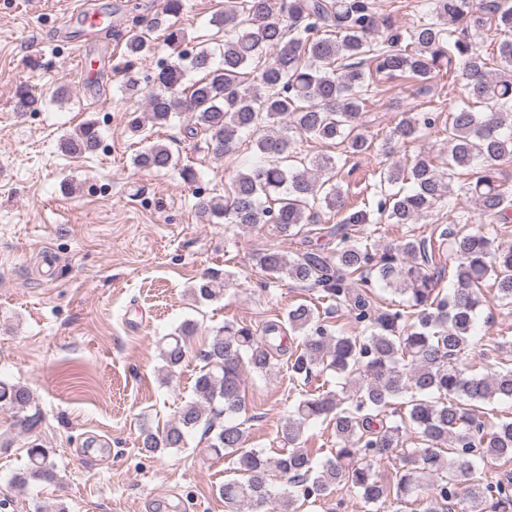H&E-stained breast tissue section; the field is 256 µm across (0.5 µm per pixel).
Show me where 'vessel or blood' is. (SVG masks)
Returning <instances> with one entry per match:
<instances>
[{
	"label": "vessel or blood",
	"instance_id": "vessel-or-blood-1",
	"mask_svg": "<svg viewBox=\"0 0 512 512\" xmlns=\"http://www.w3.org/2000/svg\"><path fill=\"white\" fill-rule=\"evenodd\" d=\"M75 27L82 32L77 69L84 84L91 86L100 74L111 70L112 41L125 38L129 28L124 13H104L98 0H78L59 22L57 33L63 37Z\"/></svg>",
	"mask_w": 512,
	"mask_h": 512
}]
</instances>
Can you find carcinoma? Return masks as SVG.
<instances>
[{
    "mask_svg": "<svg viewBox=\"0 0 512 512\" xmlns=\"http://www.w3.org/2000/svg\"><path fill=\"white\" fill-rule=\"evenodd\" d=\"M184 8V0H162L126 42L122 91L130 98L144 93L147 101L146 114L131 118L132 131L148 140L147 127L185 115L187 133L205 134L216 158L232 151L240 134L253 139L261 164L238 172L224 194L198 197V214L242 227L272 224L283 237H302L306 250L292 256L270 248L258 255L259 267L271 279L318 289L336 310L352 316L358 335L315 321L304 303L288 310L287 327L303 334L302 346L289 356L291 376L307 381L317 370H333L344 383L339 392L308 393L294 404L286 421L291 448L271 457L245 448L242 374L245 368L261 375L271 370L284 326L269 323L259 335L248 324L224 323L196 352L203 363L196 399L163 431L142 430L141 449L154 455L183 448L204 414L224 418L208 451L229 458L239 472L219 489L226 512H296L298 501L316 502L345 487L375 512L411 499L420 501L423 512H512V477L488 481L478 467L512 460V420L488 429L484 411L495 400L512 401V360L488 363L480 373L465 358L484 283L494 279L498 299L512 304V243L499 241L497 230L512 219V189L500 170L512 159V0H431L432 17L409 32L404 46L391 22L375 16L374 0H279L277 7L273 0H225L224 12L210 20L217 31L192 48L173 22ZM382 28L387 33L379 40ZM157 30L169 53L144 79L136 61L152 53ZM484 34L498 41L500 68L494 72L472 41ZM458 70L466 97L448 111V158L439 166L421 156L407 168L381 170L369 185L376 198L372 209L348 204L335 157L291 151V131L339 142L351 155L369 151L363 107L381 92L373 71L390 80L425 82ZM15 97L17 111L37 108L27 85H19ZM433 124L428 116L405 112L388 140L417 139ZM99 145L91 120L60 141L67 155L92 154ZM134 164L162 171L177 160L167 145L153 142ZM458 168L470 171L464 190L485 225L472 230L471 216L463 214L441 232L455 263L451 287L442 295L435 292L442 268L426 240H400L378 253L350 228L415 223L449 201ZM322 207L345 216L314 238L310 226ZM377 282L408 295L405 307H376ZM223 292L224 284L208 281L193 296L205 302ZM194 333L187 322L165 338L159 356L167 374L184 362ZM396 400L405 410L394 408ZM31 401L28 387L0 381V404L27 430L33 426L26 415ZM325 421L335 431L336 454L317 463L305 447L304 430ZM410 426L422 434L423 447L398 454ZM27 454L15 482L56 480L48 449ZM385 461L394 464L390 477L376 472ZM273 473L285 483L279 495L270 490ZM427 473L436 480L426 495Z\"/></svg>",
    "mask_w": 512,
    "mask_h": 512,
    "instance_id": "cac0c4a2",
    "label": "carcinoma"
}]
</instances>
